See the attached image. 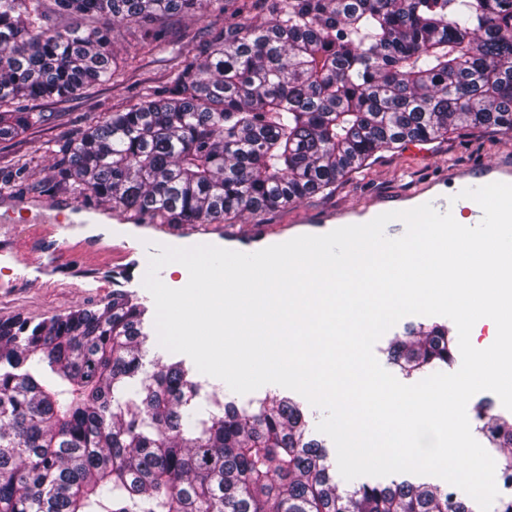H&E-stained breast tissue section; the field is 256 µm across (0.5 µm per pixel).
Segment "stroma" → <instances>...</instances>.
I'll return each mask as SVG.
<instances>
[{
    "label": "stroma",
    "mask_w": 512,
    "mask_h": 512,
    "mask_svg": "<svg viewBox=\"0 0 512 512\" xmlns=\"http://www.w3.org/2000/svg\"><path fill=\"white\" fill-rule=\"evenodd\" d=\"M226 20V15L215 8L200 18L171 17L165 29L169 41L188 52L198 42L221 32ZM145 31V26L139 24L113 31L111 48L118 59L127 63L119 81L87 88L77 96L12 103V111L46 112L50 119L31 125L17 138L0 140V178L10 174L19 159L31 161L27 178L17 181L12 191L0 193V210L12 208L16 201L24 199L34 214L61 218L79 211L81 195L63 190L56 179L55 151L67 140L80 136L92 121L136 103L146 89L165 81L171 63L164 55L142 50ZM509 154L512 155V133L459 129L431 142L380 151L367 166L337 182L331 192L257 216H243L223 224L222 230L230 238L266 232L284 241L308 231L316 235L320 229L313 221L322 214L345 210L370 198L409 191L415 183L436 176L448 166L467 167ZM142 234V228L135 224L111 220L82 225L79 238L89 248L87 262L123 267L131 276L126 290L150 306L154 300L139 284L144 263L138 245ZM71 244L67 235L40 239L34 224L0 223V248L6 246L18 253L14 259L0 257V320L22 316L40 322L111 300L112 287L108 282L97 281L76 289L65 287L64 277L51 279L42 274L40 265L47 259H70Z\"/></svg>",
    "instance_id": "1"
}]
</instances>
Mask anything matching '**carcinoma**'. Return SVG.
Returning a JSON list of instances; mask_svg holds the SVG:
<instances>
[{
	"mask_svg": "<svg viewBox=\"0 0 512 512\" xmlns=\"http://www.w3.org/2000/svg\"><path fill=\"white\" fill-rule=\"evenodd\" d=\"M0 0V103L73 96L120 76L116 25L214 5L241 22L175 55L167 85L63 146L59 184L167 224L226 223L330 191L379 151L460 129L512 133V0ZM261 6L260 23L249 15ZM0 112V140L44 123ZM147 308L124 291L97 309L0 321V512H478L454 491L393 481L339 490L302 404L239 406L181 359H147ZM433 322L388 353L407 374L446 366ZM473 407L512 512V415Z\"/></svg>",
	"mask_w": 512,
	"mask_h": 512,
	"instance_id": "carcinoma-1",
	"label": "carcinoma"
}]
</instances>
